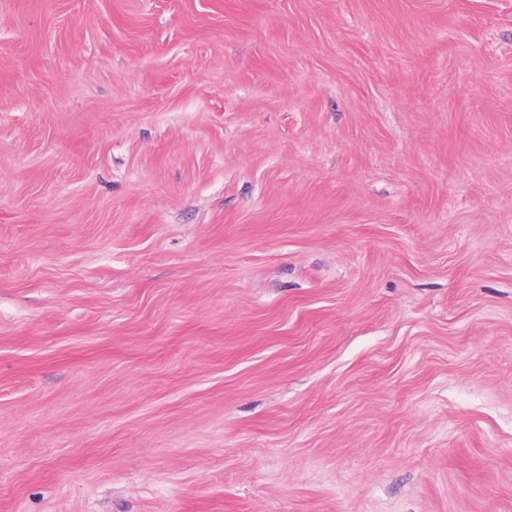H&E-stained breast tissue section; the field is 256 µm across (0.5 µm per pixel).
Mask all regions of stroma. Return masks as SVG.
Returning a JSON list of instances; mask_svg holds the SVG:
<instances>
[{
	"instance_id": "stroma-1",
	"label": "stroma",
	"mask_w": 512,
	"mask_h": 512,
	"mask_svg": "<svg viewBox=\"0 0 512 512\" xmlns=\"http://www.w3.org/2000/svg\"><path fill=\"white\" fill-rule=\"evenodd\" d=\"M0 512H512V0H0Z\"/></svg>"
}]
</instances>
